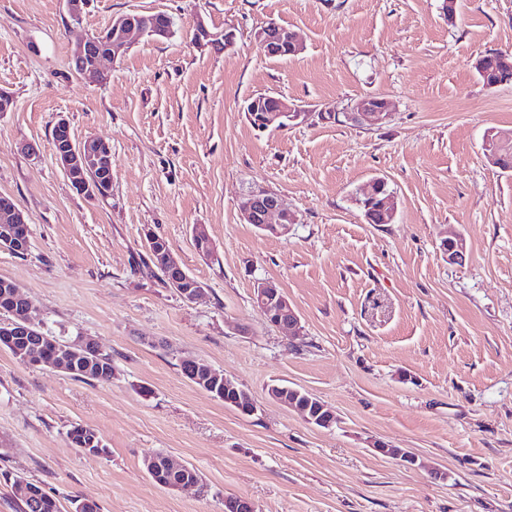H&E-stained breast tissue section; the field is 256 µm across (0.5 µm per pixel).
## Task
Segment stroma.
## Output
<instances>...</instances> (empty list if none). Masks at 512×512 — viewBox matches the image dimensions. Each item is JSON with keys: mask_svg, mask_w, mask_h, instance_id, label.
Segmentation results:
<instances>
[{"mask_svg": "<svg viewBox=\"0 0 512 512\" xmlns=\"http://www.w3.org/2000/svg\"><path fill=\"white\" fill-rule=\"evenodd\" d=\"M0 0V195L30 226V248H0V279L29 297L42 330L92 338L112 356L108 381L77 380L0 349V512H18L11 477L99 512H512V172L488 165V131L512 134V83L483 85L476 61L512 51V0ZM162 12L171 38H142L110 62V80L69 68L77 44L114 16ZM234 29L232 48L196 47L192 24ZM293 29L302 53L269 57L256 32ZM304 111L258 131L248 99ZM386 99V123L347 119L354 100ZM112 147V194L76 193L52 128ZM38 152L28 155L26 144ZM388 183L392 223L357 204ZM276 192L297 221L273 235L244 223L241 202ZM204 225L203 256L192 235ZM163 237L204 283L188 301L151 267L145 234ZM459 234L463 262L440 242ZM277 282L302 325L281 335L253 300ZM221 370L254 415L186 379L182 360ZM284 384L336 414L312 426L270 400ZM93 428L106 454L66 438ZM381 440L415 455L377 452ZM172 456L203 489L164 488L144 462Z\"/></svg>", "mask_w": 512, "mask_h": 512, "instance_id": "35a3bbf8", "label": "stroma"}]
</instances>
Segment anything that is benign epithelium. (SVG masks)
<instances>
[{
  "label": "benign epithelium",
  "mask_w": 512,
  "mask_h": 512,
  "mask_svg": "<svg viewBox=\"0 0 512 512\" xmlns=\"http://www.w3.org/2000/svg\"><path fill=\"white\" fill-rule=\"evenodd\" d=\"M162 16L156 13L135 12L118 15L110 23L109 39L98 42L90 37L77 49L76 55L86 59L94 70L100 83L109 79V71L104 67L107 60H116L125 54L133 40L140 36H148L156 40L171 37V28L161 22ZM193 42L203 48L227 50L235 43L236 33L226 29L222 33L212 31L205 21L198 17L193 25ZM279 35L288 44V49L294 54L302 51L294 31H280L273 25L261 28L255 33L256 39L262 46H267L271 36ZM391 115L389 103L374 97L356 99L347 113L348 119L361 125H378L385 122ZM304 113L299 106L284 99L278 100V107L264 115L262 130L271 126L281 129L298 121ZM505 140L501 134L489 131L485 137V158L496 168H502L503 154L498 145ZM54 152L60 169L65 174L71 187L84 196L97 197L106 195L112 187V146L96 137L76 139L70 123L64 116H59L54 124ZM387 182L383 178L372 179L364 193L368 208L366 220H376L380 224H390L395 218L396 210L392 193L386 191ZM243 219L255 225L262 232L278 234L296 223L293 213L284 207L281 197L271 191H258L249 194L241 203ZM0 211L8 220L0 232V240L9 245L15 252H26L29 248L28 223L24 214L20 213L7 197L0 196ZM441 251L450 263H460L464 259L465 242L463 238L453 235L441 241ZM165 264L169 271L168 283L174 290L189 299H196L204 290V284L193 280L183 269L177 259L168 252ZM13 300L24 302V313L13 314V320L6 323L4 335L27 337L36 334V325L30 317L31 303L18 289H13ZM254 298L257 305L265 312L270 323L284 336H297L301 331L300 318L279 285L273 281H263L254 288ZM293 398L284 399L272 397L289 408L299 410L306 420L318 427L330 428L335 423L332 411L321 400L310 394H304L298 389H291ZM224 402L233 405L235 410L244 416H250L257 410L255 400L245 390L233 381L224 379ZM224 512H257L255 504L243 497H228L224 499Z\"/></svg>",
  "instance_id": "benign-epithelium-1"
}]
</instances>
